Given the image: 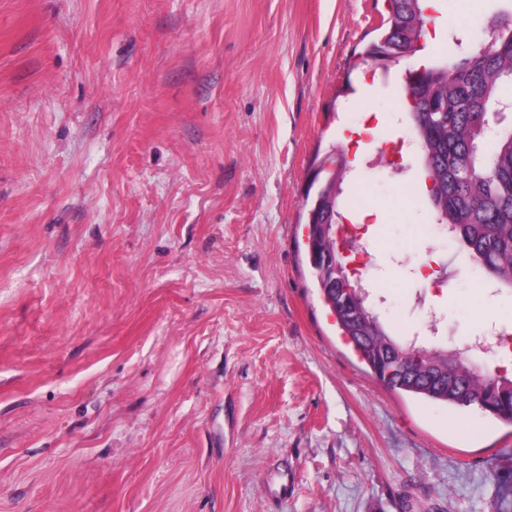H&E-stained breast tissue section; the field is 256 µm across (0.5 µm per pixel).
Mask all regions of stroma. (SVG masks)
I'll list each match as a JSON object with an SVG mask.
<instances>
[{"label": "stroma", "instance_id": "1", "mask_svg": "<svg viewBox=\"0 0 512 512\" xmlns=\"http://www.w3.org/2000/svg\"><path fill=\"white\" fill-rule=\"evenodd\" d=\"M387 9L0 0V512H512V422L383 385L312 276L306 187L353 144L391 329L512 327L394 170L432 53L363 64Z\"/></svg>", "mask_w": 512, "mask_h": 512}]
</instances>
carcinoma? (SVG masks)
Here are the masks:
<instances>
[{
    "instance_id": "cac0c4a2",
    "label": "carcinoma",
    "mask_w": 512,
    "mask_h": 512,
    "mask_svg": "<svg viewBox=\"0 0 512 512\" xmlns=\"http://www.w3.org/2000/svg\"><path fill=\"white\" fill-rule=\"evenodd\" d=\"M385 30L364 52V61L379 56L400 57L409 51L414 36L425 26L428 0H388ZM501 8L490 25L489 38L512 42V0H499ZM512 85V52L491 55L482 45H470L450 36L440 52L415 77L412 86L418 99L416 113L418 158L432 186L427 206L468 259L489 275L500 288H512V131L492 139L486 130L494 119L497 102ZM359 204L347 192L346 181L336 187V215L351 219ZM336 316L342 335L357 341L359 331L373 340L387 342L398 355H409L415 347L391 332L379 316L371 322L353 324L340 308L326 301ZM435 351L431 360L401 379L388 380L377 373L375 346H359L372 374L393 390L450 407L483 406L487 414L512 421V370L482 372L471 365V356L449 352L450 346L427 343ZM431 366L448 373L454 386L444 390L423 375Z\"/></svg>"
}]
</instances>
